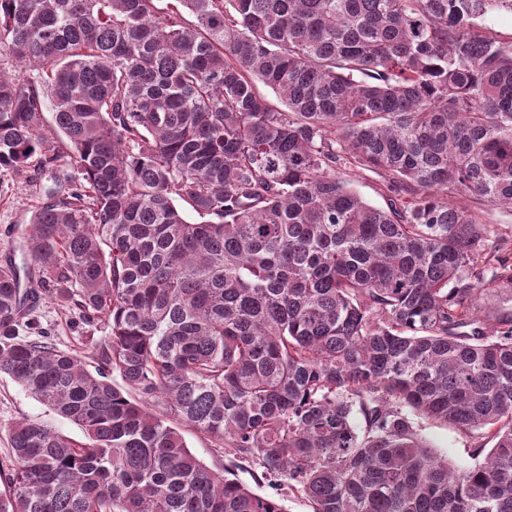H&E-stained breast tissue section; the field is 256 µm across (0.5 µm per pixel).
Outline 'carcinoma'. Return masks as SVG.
<instances>
[{"label":"carcinoma","mask_w":512,"mask_h":512,"mask_svg":"<svg viewBox=\"0 0 512 512\" xmlns=\"http://www.w3.org/2000/svg\"><path fill=\"white\" fill-rule=\"evenodd\" d=\"M494 13L512 0H0V172L40 199L0 265V376L83 433L15 422L0 512H284L225 477L245 464L312 512H512V318H479L512 261L448 201L512 208ZM43 294L104 322L95 369L25 337ZM418 414L494 446L451 468ZM347 175V176H346ZM344 177L349 180L352 187L370 204L386 207V197L383 195V187L380 178L370 172L361 174L355 169V172L346 170ZM184 437L188 448L205 464L211 467L224 465V457H217L206 438L193 431L185 432Z\"/></svg>","instance_id":"carcinoma-1"}]
</instances>
